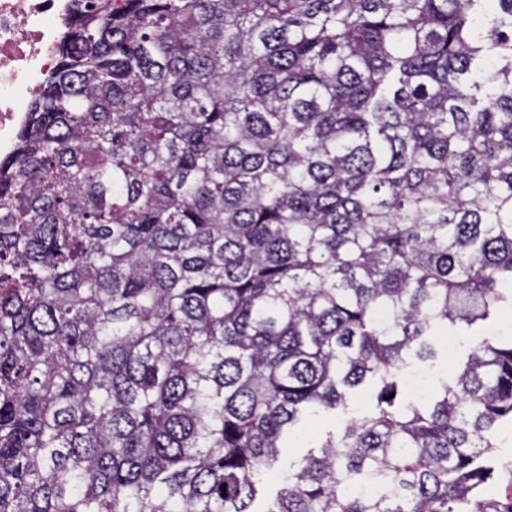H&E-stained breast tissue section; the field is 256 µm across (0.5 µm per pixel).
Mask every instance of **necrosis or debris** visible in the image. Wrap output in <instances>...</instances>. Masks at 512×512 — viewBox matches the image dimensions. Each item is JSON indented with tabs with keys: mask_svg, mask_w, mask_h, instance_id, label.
<instances>
[{
	"mask_svg": "<svg viewBox=\"0 0 512 512\" xmlns=\"http://www.w3.org/2000/svg\"><path fill=\"white\" fill-rule=\"evenodd\" d=\"M72 0H0V155L13 154L31 100L57 65Z\"/></svg>",
	"mask_w": 512,
	"mask_h": 512,
	"instance_id": "necrosis-or-debris-1",
	"label": "necrosis or debris"
}]
</instances>
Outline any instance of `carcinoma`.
<instances>
[{
	"label": "carcinoma",
	"mask_w": 512,
	"mask_h": 512,
	"mask_svg": "<svg viewBox=\"0 0 512 512\" xmlns=\"http://www.w3.org/2000/svg\"><path fill=\"white\" fill-rule=\"evenodd\" d=\"M76 2L0 159V512H512V336L401 401L512 308V0ZM408 371H425L432 374V378L430 375L422 374V373H411L409 377V385L410 389L414 392L417 398H424L427 395L428 383L430 381V386L432 387V393L439 384V381L443 379L446 375L449 376L448 370V351H446L443 346L434 359H429L426 361H419L415 358L409 359V367ZM374 389L371 385L362 386L353 391L347 400V407L343 412L336 414V418L332 419H316L310 426L302 431L297 438L290 444V448H284L281 455V466L288 469V466L297 461L298 457L305 452L307 448H301L309 438L324 433L328 430H334L338 433L344 423L352 418L361 417L367 413ZM501 448H495L496 472L485 494L499 503L512 500V434L506 431Z\"/></svg>",
	"instance_id": "obj_1"
}]
</instances>
